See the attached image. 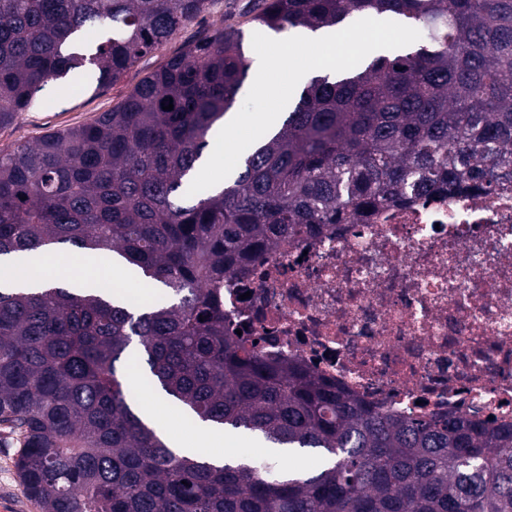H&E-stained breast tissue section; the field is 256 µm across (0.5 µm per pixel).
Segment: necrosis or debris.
Masks as SVG:
<instances>
[{"instance_id":"1","label":"necrosis or debris","mask_w":512,"mask_h":512,"mask_svg":"<svg viewBox=\"0 0 512 512\" xmlns=\"http://www.w3.org/2000/svg\"><path fill=\"white\" fill-rule=\"evenodd\" d=\"M224 328L390 414L512 423V182L322 224L225 275Z\"/></svg>"}]
</instances>
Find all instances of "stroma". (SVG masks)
I'll use <instances>...</instances> for the list:
<instances>
[{
    "label": "stroma",
    "mask_w": 512,
    "mask_h": 512,
    "mask_svg": "<svg viewBox=\"0 0 512 512\" xmlns=\"http://www.w3.org/2000/svg\"><path fill=\"white\" fill-rule=\"evenodd\" d=\"M250 8L251 0H213L203 20L183 26L162 47L142 56L117 84L100 88L93 79L76 71L49 83L14 124L0 128V150L8 151L25 142L32 144L50 131L94 121L102 112L121 103L141 79L218 27L233 24L245 36H253L256 27L250 21ZM134 405L141 415L152 412L164 422L166 439L198 442L195 425L184 421L179 406L157 387L145 382L138 385ZM18 449V444L9 437L0 438V512H40L21 486L15 466Z\"/></svg>",
    "instance_id": "stroma-1"
}]
</instances>
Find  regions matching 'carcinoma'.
Instances as JSON below:
<instances>
[{
    "label": "carcinoma",
    "mask_w": 512,
    "mask_h": 512,
    "mask_svg": "<svg viewBox=\"0 0 512 512\" xmlns=\"http://www.w3.org/2000/svg\"><path fill=\"white\" fill-rule=\"evenodd\" d=\"M211 0H0V128L79 68L104 85ZM276 33L406 21L421 41L313 75L220 188L186 192L249 76L232 25L188 45L92 123L0 151V256L116 257L163 305L0 287V429L40 512H512V425L395 417L224 331V274L316 224L512 178V0H260ZM173 105V110L165 109ZM194 420L324 466L185 456L135 409L129 364Z\"/></svg>",
    "instance_id": "obj_1"
}]
</instances>
